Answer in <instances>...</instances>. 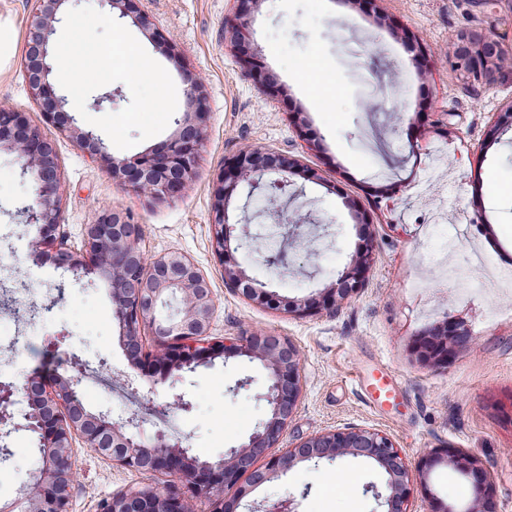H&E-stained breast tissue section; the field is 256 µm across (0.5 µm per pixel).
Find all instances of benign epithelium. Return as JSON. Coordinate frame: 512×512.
Instances as JSON below:
<instances>
[{
	"instance_id": "1",
	"label": "benign epithelium",
	"mask_w": 512,
	"mask_h": 512,
	"mask_svg": "<svg viewBox=\"0 0 512 512\" xmlns=\"http://www.w3.org/2000/svg\"><path fill=\"white\" fill-rule=\"evenodd\" d=\"M68 0H33L29 22L25 70L32 97L39 103L46 122L69 138L83 153L97 159L112 181L154 198L174 197L182 192L193 174L204 137L206 104L201 81L185 75V95L194 111L183 113L173 135L162 145L131 157L116 158L98 135L76 125L65 109L66 99L56 95L52 72L51 39L58 14ZM112 12L137 27L172 60L179 53L170 39L142 9L143 0H104ZM238 16L224 20V42L232 49L245 45L246 15L262 0H236ZM451 64L473 88L488 85L499 71L512 68V49L485 27H465L449 39ZM512 133V102L497 113L485 138L486 145ZM17 155L21 174L30 178L32 197L24 207L26 222L35 229V246L54 250L56 265L80 280L105 283L112 299V321L130 368L155 381L180 380L188 373L217 359L248 357L261 362L267 385L259 399L267 415L239 446L213 460L201 461L186 440L159 432L150 445L137 432L142 420L136 413L112 416L89 409L81 398L79 379L49 368L31 375L24 384L28 412L17 418L0 412V462L7 461L13 434L36 435L42 465L33 474L23 501L0 502V512H70L75 485L72 455L74 443L113 463L142 474L165 475L158 488H129L100 502L98 512H228L226 498L238 502L249 488L268 482L299 463L319 464L343 456L363 458L384 476L383 483H369L381 512H407L414 479L425 480L445 464L464 475L472 489L469 505L462 512H497L490 471L476 457L455 448H432L414 468H409L395 443L386 435L362 427L330 429L280 447L302 393L300 352L287 338L263 330L236 338L210 335L215 299L210 281L197 265L180 253L148 258L141 248L143 226L123 210L108 209L86 225L82 249L75 251L60 224L61 172L55 143L22 112L0 105V151ZM305 172L300 159L287 153L244 150L216 178L213 195V250L224 268V287L240 291L254 305L283 308L298 318L322 310H334L362 288L372 268L370 244L356 252L350 267L317 294L282 303L277 295L249 278L237 253L258 254L246 225L229 222L228 207L233 191L245 183L250 192L285 193L293 177ZM307 173V172H305ZM307 179L317 174L307 173ZM171 298L181 307L173 316L160 315V307ZM154 339L155 349L144 350L143 336ZM465 324L445 315L414 336L412 353L418 363L446 368L469 342ZM264 465H258L259 460Z\"/></svg>"
}]
</instances>
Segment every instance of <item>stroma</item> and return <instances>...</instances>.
Wrapping results in <instances>:
<instances>
[{
	"label": "stroma",
	"mask_w": 512,
	"mask_h": 512,
	"mask_svg": "<svg viewBox=\"0 0 512 512\" xmlns=\"http://www.w3.org/2000/svg\"><path fill=\"white\" fill-rule=\"evenodd\" d=\"M146 7L155 26L176 42L182 62L174 64L150 41H143V48L170 76L183 68L203 82L207 115L195 172L178 197L153 199L114 183L101 163L43 126L57 143L60 222L70 245L81 248L86 224L100 211L131 210L144 227L141 246L148 257L184 254L210 280L216 301L212 336L265 330L299 350L302 395L286 444L358 426L389 436L412 463L432 448H458L490 470L497 512H512V309L488 319L493 296L461 299L458 284L440 276L429 292L411 288L419 266L434 258L427 219L439 205L452 216L464 211L486 249L512 263V138L483 145L495 112L512 101V71L503 70L491 85L473 91L448 66L449 37L466 26L489 27L512 45V5L507 0H263L248 23L254 60L280 86L274 96L224 42V19L234 12V0H146ZM31 9L30 0H0V16L17 29L15 54L0 71V104L43 125L25 72ZM352 36L361 40V55L346 51ZM244 149L297 156L319 176L303 181L302 192L288 199L289 212L308 235L306 249L289 244L283 225L277 246L246 261L248 275L282 298L301 299L336 281L362 243L346 199L357 200L364 210L373 267L365 287L336 311L298 319L225 288L211 244L214 180ZM0 171L8 175L0 187V257L8 263L0 287L13 288L17 271H24L29 302L43 305L54 300L64 273L33 245L36 233L21 213L32 186L11 153H0ZM426 174L433 182L416 195L414 186ZM258 200L248 187H239L229 217H249L250 233L260 238L275 219ZM446 313L465 323L472 340L448 369L422 366L411 352L413 337ZM19 331L31 337L30 349L21 356L9 343L0 344V383H16L53 364L48 343L66 332L62 354L78 356L81 373L103 382L90 409L138 413L143 441L174 422L202 458H215L237 446L266 415L258 399L266 372L245 357L199 367L181 384L135 376L119 344L104 283L71 284L60 313L20 324ZM103 359L109 365L105 371L99 367ZM381 369L399 389L397 400L383 408L371 404L359 386ZM241 379L247 385L239 390L235 384ZM181 392L192 401L191 412L169 408L173 394ZM39 464L34 444L12 448L0 464L6 473L0 501L18 499ZM73 464L71 512H97L101 499L146 481L80 445ZM343 471L354 481L347 492L327 480ZM382 480L378 468L352 457L303 463L252 487L237 512H261L266 501L288 492L300 494V512H334L342 500L350 512H373L364 486Z\"/></svg>",
	"instance_id": "obj_1"
}]
</instances>
